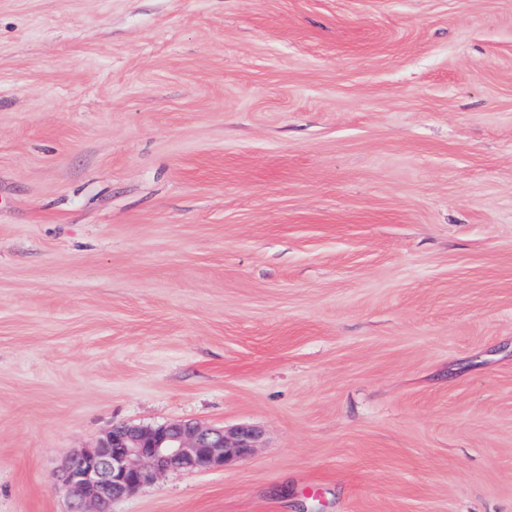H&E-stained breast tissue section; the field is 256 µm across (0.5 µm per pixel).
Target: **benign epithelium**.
I'll return each mask as SVG.
<instances>
[{
	"label": "benign epithelium",
	"instance_id": "obj_1",
	"mask_svg": "<svg viewBox=\"0 0 512 512\" xmlns=\"http://www.w3.org/2000/svg\"><path fill=\"white\" fill-rule=\"evenodd\" d=\"M261 431L241 424L231 429L190 421L153 427H112L94 448L74 455L60 488L70 512H110L112 503L153 483L170 469L215 470L253 454Z\"/></svg>",
	"mask_w": 512,
	"mask_h": 512
}]
</instances>
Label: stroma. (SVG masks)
<instances>
[{
    "label": "stroma",
    "instance_id": "stroma-1",
    "mask_svg": "<svg viewBox=\"0 0 512 512\" xmlns=\"http://www.w3.org/2000/svg\"><path fill=\"white\" fill-rule=\"evenodd\" d=\"M179 420L111 512H512V0H0V512ZM260 436L251 424L231 429L190 421L116 425L95 448L71 458L60 488L70 500V512H108L115 500L170 469L215 470L245 459L258 448Z\"/></svg>",
    "mask_w": 512,
    "mask_h": 512
}]
</instances>
